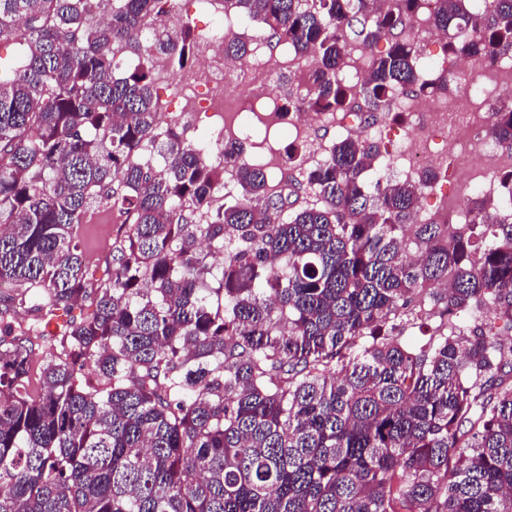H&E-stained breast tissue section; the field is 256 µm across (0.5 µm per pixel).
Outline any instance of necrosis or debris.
I'll list each match as a JSON object with an SVG mask.
<instances>
[{
  "mask_svg": "<svg viewBox=\"0 0 512 512\" xmlns=\"http://www.w3.org/2000/svg\"><path fill=\"white\" fill-rule=\"evenodd\" d=\"M233 28L215 16L202 44L198 64L182 69L175 91L189 112H226L239 109L242 93L253 101H271V60L254 55L244 60L225 57L224 42ZM456 67L467 79L448 95L415 96L398 93L393 102L411 120L409 131L390 152V162L411 170H443L465 174L470 192L493 189L499 174H512V155H504L490 132V116L480 95L488 87L512 88V63L487 55L477 60L458 58Z\"/></svg>",
  "mask_w": 512,
  "mask_h": 512,
  "instance_id": "obj_1",
  "label": "necrosis or debris"
}]
</instances>
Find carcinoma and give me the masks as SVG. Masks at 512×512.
Instances as JSON below:
<instances>
[{"instance_id":"carcinoma-1","label":"carcinoma","mask_w":512,"mask_h":512,"mask_svg":"<svg viewBox=\"0 0 512 512\" xmlns=\"http://www.w3.org/2000/svg\"><path fill=\"white\" fill-rule=\"evenodd\" d=\"M165 2L0 0L26 44L0 61V512H512V209L417 224L437 174L371 192L379 146L349 137L298 206L236 139L208 162L176 119L159 138L149 68L114 66ZM418 9L224 0L310 64L311 112L447 89L400 36ZM432 23L455 56L512 59V0H435ZM192 50L185 28L143 52ZM491 113L512 150V95ZM228 167L241 193L214 207ZM104 203L128 222L98 278L77 238ZM424 302L439 323L409 345Z\"/></svg>"}]
</instances>
